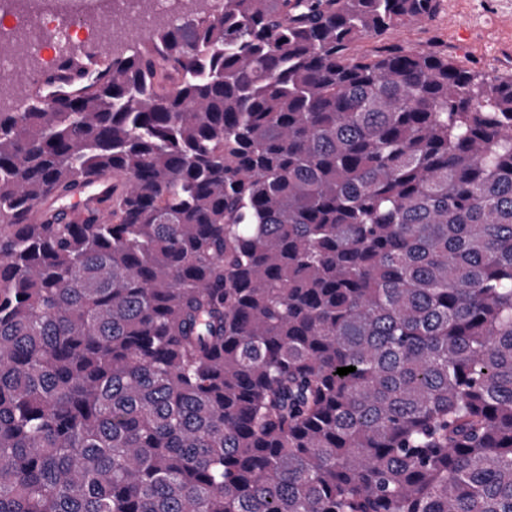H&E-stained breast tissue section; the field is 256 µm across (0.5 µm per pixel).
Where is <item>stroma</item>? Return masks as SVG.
Instances as JSON below:
<instances>
[{
	"label": "stroma",
	"instance_id": "obj_1",
	"mask_svg": "<svg viewBox=\"0 0 512 512\" xmlns=\"http://www.w3.org/2000/svg\"><path fill=\"white\" fill-rule=\"evenodd\" d=\"M380 41L436 49L482 72L512 69V0H442L438 15L384 33Z\"/></svg>",
	"mask_w": 512,
	"mask_h": 512
}]
</instances>
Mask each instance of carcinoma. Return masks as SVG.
Wrapping results in <instances>:
<instances>
[{"label": "carcinoma", "mask_w": 512, "mask_h": 512, "mask_svg": "<svg viewBox=\"0 0 512 512\" xmlns=\"http://www.w3.org/2000/svg\"><path fill=\"white\" fill-rule=\"evenodd\" d=\"M171 2L0 109V512H512V74Z\"/></svg>", "instance_id": "cac0c4a2"}]
</instances>
